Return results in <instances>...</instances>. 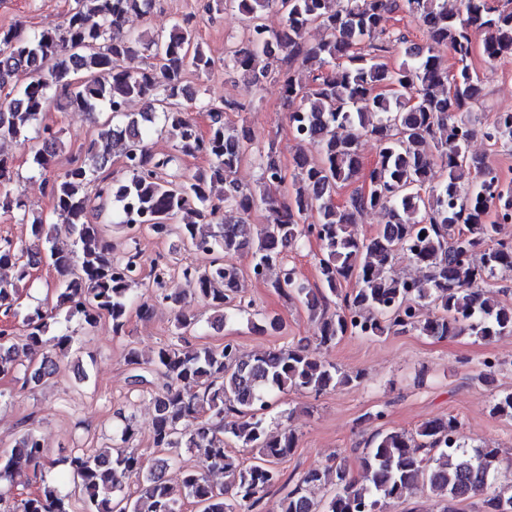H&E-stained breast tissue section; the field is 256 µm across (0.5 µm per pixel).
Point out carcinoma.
Instances as JSON below:
<instances>
[{
	"label": "carcinoma",
	"instance_id": "cac0c4a2",
	"mask_svg": "<svg viewBox=\"0 0 512 512\" xmlns=\"http://www.w3.org/2000/svg\"><path fill=\"white\" fill-rule=\"evenodd\" d=\"M154 0H76L59 27L27 36L10 28L0 32V139L31 144L32 163L46 171L62 153V130L43 116L64 92L66 105L93 116L98 140L79 146L84 159L45 179L53 217L29 218L24 201L7 188L14 159L0 154V208L17 214L29 226V238L0 240V268L15 270L0 278V308L10 314L19 284L32 264L57 273L56 308L66 309L91 331L105 318L121 336L132 314L143 318L150 306L133 307L132 286L139 283L138 255L112 256L98 222L107 201L115 203L119 223L135 238L147 229L176 238L197 260L180 268L185 283L215 312L214 320L252 315V303L239 295L242 271L227 261L232 254L252 255L251 275L271 281L278 294L301 302L317 321L316 341L329 346L348 333L381 336L416 330L444 339L468 335L490 343L512 335V304L484 289L496 270L512 268V241L499 238L501 222L512 217V184L503 185L485 159L470 151L476 133L471 106L481 94L480 79L470 62L475 34L483 35V54L490 61L512 58V7L499 0H216L244 16L246 36L224 59V72L241 71L247 88L257 90L269 78L264 57L287 52L288 64L315 61L337 71L318 74L305 88L287 70L279 74L284 99L292 105L288 122L294 138L311 145L318 158H293L294 196L282 204L268 194L285 181L274 146L253 150L246 126H227L229 112H244L238 101L202 99L188 94L186 72L205 75L212 59L195 42L190 20L175 22L149 40L125 29L131 14L146 15ZM268 10L283 14L281 30L263 23ZM403 11L416 19L426 43L411 48L396 65L384 61L394 42L406 37L390 29L392 15ZM319 28L326 36L311 42ZM453 51L456 73L450 74L438 52ZM149 54L156 64L143 67ZM25 77L17 85L19 77ZM414 104H409L410 99ZM195 102L206 114L203 131L180 107ZM145 104L128 111L130 102ZM150 134L171 138L184 156H203L208 167L195 171L172 168L175 157L154 153ZM484 137L512 148V112H499ZM370 138L379 152L369 170L359 143ZM122 158L126 177L108 181L112 151ZM254 155L256 186L236 178L242 162ZM439 167L442 179L432 182ZM374 184L369 194L355 192L346 205L332 203L337 192L358 181ZM269 204L270 219L251 224L246 218L218 222L227 208L247 214L255 201ZM314 221L306 222L309 212ZM372 210L388 213V223L366 237L357 220ZM58 217L76 235V248L64 251L53 242ZM319 246L318 283L299 281L286 263L288 251L305 241ZM426 269L421 280L391 273L399 259ZM354 281L345 291L344 282ZM336 310L328 312L329 298ZM174 313V341L147 358L134 347L124 360L131 384L149 386L154 403L153 444L159 456L147 459L118 447L82 451L66 459L73 482L81 488L82 512H183L185 502L199 512H259L265 494L285 490L280 512H383L418 485L446 498L443 512L475 496L482 512H512V492L496 486L504 460L496 448H467L456 418H433L414 432L381 430L363 451L364 481L342 464L335 480L320 468L305 471L292 487L279 464L297 447L290 427L272 435L267 416L285 391L319 396L352 378L322 363L305 346L277 349L246 357L237 345H195L187 336L198 321L178 309L180 296L158 294ZM429 304L436 310L424 316ZM53 311L35 308L23 317L29 345L43 343ZM58 352L40 362L22 364L12 334L0 331V378L21 377V387L41 385L69 354L73 335L54 337ZM490 412L512 419V392L495 396ZM193 417L191 434L180 428ZM255 448L252 460L239 459L230 446ZM188 449L197 464L182 472L183 495H173L165 471ZM56 461L47 457L39 435L26 428L13 447L0 453V482L22 468L33 471L37 491L0 512H72L69 494L45 472ZM221 472L216 485L209 474ZM134 492L126 491L130 479ZM331 485L329 496L316 501L310 489Z\"/></svg>",
	"mask_w": 512,
	"mask_h": 512
}]
</instances>
